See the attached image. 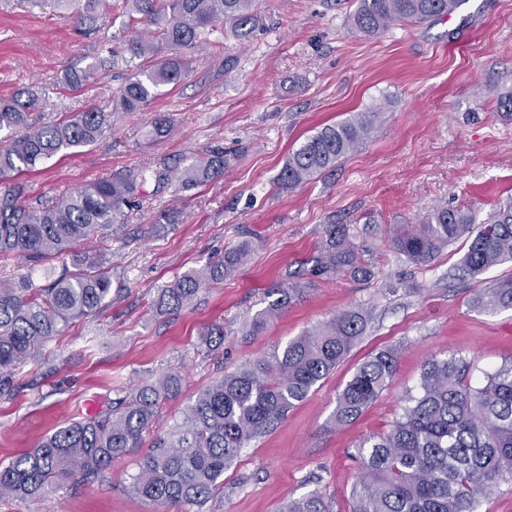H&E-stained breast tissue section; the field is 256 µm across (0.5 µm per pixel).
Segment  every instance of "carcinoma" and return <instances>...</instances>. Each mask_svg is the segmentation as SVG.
Returning <instances> with one entry per match:
<instances>
[{"label": "carcinoma", "mask_w": 512, "mask_h": 512, "mask_svg": "<svg viewBox=\"0 0 512 512\" xmlns=\"http://www.w3.org/2000/svg\"><path fill=\"white\" fill-rule=\"evenodd\" d=\"M52 12L74 10L80 19L105 0H29ZM457 0H356L352 27L377 35L391 26L424 23L453 11ZM133 22L149 26L125 43V61L132 64L117 97L114 112H142L165 86L187 76L194 51L209 31L227 22L237 38L249 39L257 24L253 0H122ZM93 62L67 70L62 83L81 92L97 74ZM40 96L27 90L0 100V255L15 254L40 267L61 254L72 258L74 271L46 285L24 276L0 286V396L11 391L9 376L36 351L62 335L69 321L98 313L112 294V260L90 255L87 245L105 242L127 223L129 208L150 180L168 182L163 170H138L97 180L39 208L23 204L25 186L15 176L30 171L60 152L98 143L106 132L103 112L91 106L39 127L30 112ZM380 111L355 112L323 126L288 157L281 182L296 186L357 151L370 137ZM171 114H156L152 135H168ZM224 175V152L212 151L200 163L179 171L181 185L198 184ZM476 214L438 206L420 223L397 230L391 245L416 264H425L449 242L468 237L463 273L475 279L488 269L512 261V200L499 207L473 232ZM243 242L224 259L193 270L161 289L157 306L177 311L189 304L212 279L233 274L249 254ZM322 271L366 272L348 226L327 225ZM306 288L301 282L274 288L278 298L258 310L246 324L248 336L259 335L291 299ZM483 312L512 309V277L499 280L476 295ZM365 316L346 309L329 321L289 341L262 360L238 365L197 392L182 419L151 441L128 489L152 506L170 512L175 506H201L224 491V472L256 436L281 422L312 389L345 358L364 331ZM399 359L395 348L364 361L340 393L338 425L360 416L393 378ZM469 362L460 355L430 359L416 392L390 430L357 448L362 464L352 490L354 512H477L481 499L502 481H512V363L487 376L484 385L467 382ZM182 375L164 373L155 384H142L93 417L74 420L44 439L38 447L0 467V499L42 500L61 482L79 477L94 482L112 463L141 447L150 435L165 401L182 392ZM280 512H328L316 492L292 500Z\"/></svg>", "instance_id": "obj_1"}]
</instances>
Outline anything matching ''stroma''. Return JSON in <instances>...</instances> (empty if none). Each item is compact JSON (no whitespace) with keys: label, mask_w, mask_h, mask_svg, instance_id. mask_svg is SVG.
Masks as SVG:
<instances>
[{"label":"stroma","mask_w":512,"mask_h":512,"mask_svg":"<svg viewBox=\"0 0 512 512\" xmlns=\"http://www.w3.org/2000/svg\"><path fill=\"white\" fill-rule=\"evenodd\" d=\"M260 24L242 41L218 24L197 50L192 72L164 88L149 110L110 111L130 73L115 56L79 93L62 91L81 69L121 47L127 16L113 7L90 34L71 18L0 0V98L41 93L40 125L94 104L108 111L104 138L84 154L62 153L22 175L24 201L38 206L89 182L138 168L180 170L222 148L223 177L182 187L146 185L112 238V294L93 318H77L17 370L0 396V463L37 447L64 424L107 407L121 391L175 369L183 394L161 406L156 432L181 420L189 395L246 361L270 356L348 308L366 316L346 358L269 431L252 439L224 473V491L202 508L175 512H279L318 492L330 512H352L363 439L386 433L431 358L465 356L469 382L512 361V309L472 306L475 294L512 276V262L464 277L466 240L416 264L391 247L397 226L434 206L468 209L485 220L512 200V121L497 113L512 84V0H468L462 12L368 36L352 29V0H255ZM380 110L357 151L310 182L288 187L289 154L324 125ZM176 119L150 142L155 113ZM348 224L369 276L317 275L326 227ZM250 255L234 275L211 282L180 311L159 312L160 288L221 259L242 241ZM310 282L257 336L243 325L268 303L267 289ZM224 324L216 350L201 341ZM400 351L396 373L352 423L334 421L337 398L358 366L378 351ZM148 447L118 460L102 481L70 479L40 503L0 499V512H149L127 488Z\"/></svg>","instance_id":"obj_1"}]
</instances>
